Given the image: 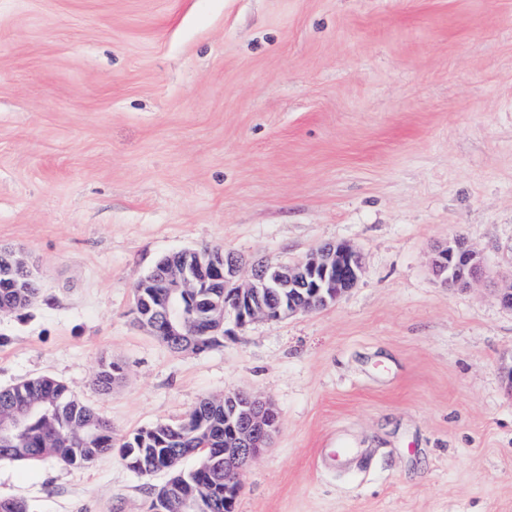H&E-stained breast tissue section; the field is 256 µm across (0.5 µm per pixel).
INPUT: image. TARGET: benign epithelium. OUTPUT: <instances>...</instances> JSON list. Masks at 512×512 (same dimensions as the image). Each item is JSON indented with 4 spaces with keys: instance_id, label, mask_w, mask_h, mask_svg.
Returning <instances> with one entry per match:
<instances>
[{
    "instance_id": "1",
    "label": "benign epithelium",
    "mask_w": 512,
    "mask_h": 512,
    "mask_svg": "<svg viewBox=\"0 0 512 512\" xmlns=\"http://www.w3.org/2000/svg\"><path fill=\"white\" fill-rule=\"evenodd\" d=\"M453 244L457 248L455 253L446 248L437 251L433 259L436 275L450 288L482 279L484 266L477 252L461 238ZM244 268L242 258L233 253L211 249L174 252L134 290V318L164 342L190 335L192 327L199 323L207 325L208 332L214 334L224 328L228 316L239 328L259 318L277 321L336 303L357 285L362 263L352 246L329 243L294 264L254 263L245 282L241 281ZM160 273L165 294L153 306L140 294V289L150 287ZM210 276L224 282V302L194 318L188 302L195 289L205 287ZM276 288L288 289V296L273 307L267 294ZM38 410V406L28 405L11 421L1 424L0 438H16L24 417ZM224 428L230 432L229 441L224 444V489L237 494L245 466L270 445L278 431L279 415L268 400L247 393H239L235 399L226 395Z\"/></svg>"
}]
</instances>
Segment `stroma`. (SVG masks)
Returning <instances> with one entry per match:
<instances>
[{
    "mask_svg": "<svg viewBox=\"0 0 512 512\" xmlns=\"http://www.w3.org/2000/svg\"><path fill=\"white\" fill-rule=\"evenodd\" d=\"M457 235L485 274L451 289ZM340 242L363 273L327 308L204 352L133 318L172 252ZM0 246L42 285L0 314V388L53 377L119 437L275 405L236 512H512V0H0ZM166 479L0 461V498L146 512Z\"/></svg>",
    "mask_w": 512,
    "mask_h": 512,
    "instance_id": "35a3bbf8",
    "label": "stroma"
}]
</instances>
